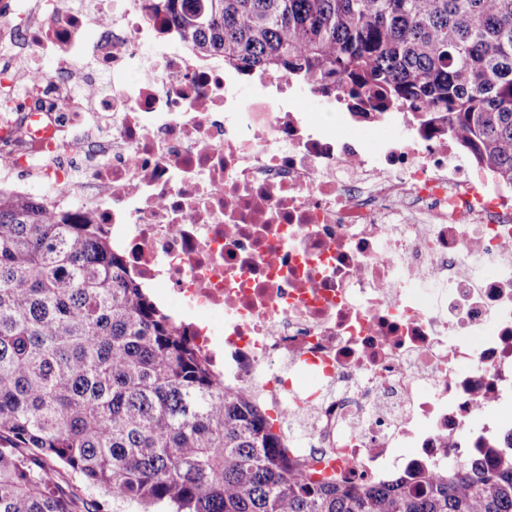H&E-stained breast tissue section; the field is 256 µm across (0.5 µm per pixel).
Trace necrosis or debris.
<instances>
[{"mask_svg":"<svg viewBox=\"0 0 512 512\" xmlns=\"http://www.w3.org/2000/svg\"><path fill=\"white\" fill-rule=\"evenodd\" d=\"M152 3L13 0L0 186L35 175L47 215L109 225L307 470L492 465L512 434V185L391 103L275 75L241 100Z\"/></svg>","mask_w":512,"mask_h":512,"instance_id":"obj_1","label":"necrosis or debris"}]
</instances>
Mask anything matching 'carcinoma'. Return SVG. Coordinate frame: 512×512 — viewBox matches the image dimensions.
Returning a JSON list of instances; mask_svg holds the SVG:
<instances>
[{"instance_id": "1", "label": "carcinoma", "mask_w": 512, "mask_h": 512, "mask_svg": "<svg viewBox=\"0 0 512 512\" xmlns=\"http://www.w3.org/2000/svg\"><path fill=\"white\" fill-rule=\"evenodd\" d=\"M203 56L448 120L512 183V0H159ZM512 512L488 470L315 483L265 410L158 308L102 224L0 190V512Z\"/></svg>"}]
</instances>
